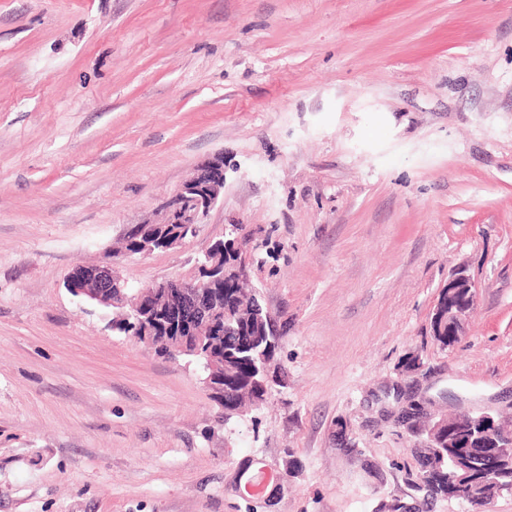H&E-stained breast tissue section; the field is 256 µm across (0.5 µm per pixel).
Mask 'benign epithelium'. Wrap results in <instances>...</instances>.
I'll use <instances>...</instances> for the list:
<instances>
[{
    "instance_id": "benign-epithelium-1",
    "label": "benign epithelium",
    "mask_w": 512,
    "mask_h": 512,
    "mask_svg": "<svg viewBox=\"0 0 512 512\" xmlns=\"http://www.w3.org/2000/svg\"><path fill=\"white\" fill-rule=\"evenodd\" d=\"M224 191V157L216 156L198 166L194 176L185 181L161 206L162 223L178 224V236L169 240L166 249H173L197 235L211 208ZM218 240L204 253L206 261L199 265V276L191 281L164 280L143 286L137 300L130 303L112 298L114 291L126 287L116 274L115 267L121 258L108 263L84 267L77 276L71 275L65 283L67 291L82 302L117 310L115 319H135L136 340L149 346L155 345L159 325L166 313L188 322L186 333L174 338H164L169 350L184 357L199 353L202 341L209 336L224 335V310L215 308L217 301L213 290L216 283L225 279L224 259L216 252ZM448 297V328L458 336L466 334V317L474 304L476 285L466 269L460 268L448 277L441 288ZM486 420L485 434L494 448L488 451L490 460L503 454L512 456V426L502 429L489 413L477 415Z\"/></svg>"
}]
</instances>
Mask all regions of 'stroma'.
Segmentation results:
<instances>
[{
    "mask_svg": "<svg viewBox=\"0 0 512 512\" xmlns=\"http://www.w3.org/2000/svg\"><path fill=\"white\" fill-rule=\"evenodd\" d=\"M218 154L198 236L116 270L195 279L244 225L284 383L226 425L64 286ZM409 398L512 421V0H0V512H248L241 462L290 450L266 512H465L415 487ZM476 285L466 269L460 268L454 271L448 277V283L444 285L437 298V302L431 314V319L434 320L442 311L443 304L440 302L439 297L442 292L447 293L448 297V308L446 306L445 311H448V318L441 325V321L438 318L436 321L431 322V330L433 333V339L439 343L442 347H451L459 343L461 340L460 336H465V322L466 317L474 305L476 295ZM466 291V298L468 302L466 304L454 303V298L460 293ZM470 304V305H469ZM441 327V329H440ZM450 329L455 331V336L448 335Z\"/></svg>",
    "mask_w": 512,
    "mask_h": 512,
    "instance_id": "stroma-1",
    "label": "stroma"
}]
</instances>
